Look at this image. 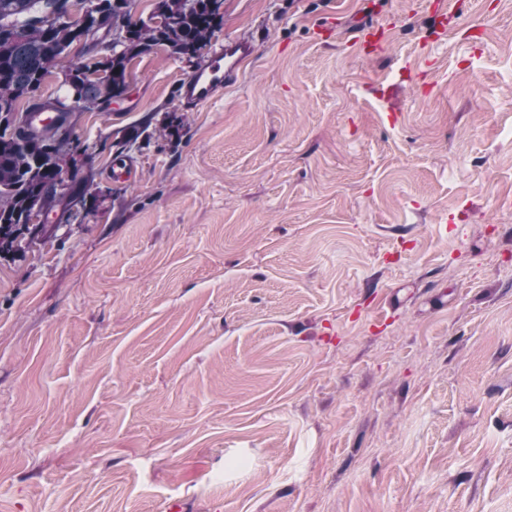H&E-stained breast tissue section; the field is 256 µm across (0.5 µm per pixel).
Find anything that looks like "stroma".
Masks as SVG:
<instances>
[{
    "label": "stroma",
    "mask_w": 512,
    "mask_h": 512,
    "mask_svg": "<svg viewBox=\"0 0 512 512\" xmlns=\"http://www.w3.org/2000/svg\"><path fill=\"white\" fill-rule=\"evenodd\" d=\"M433 2L223 0L80 116L94 206L0 254V512H512V0ZM388 21L378 24H370L359 31L356 41L359 42L367 52H375L382 48L386 39V27H389ZM251 39L230 37L216 50L208 63L188 77L181 85L185 104L195 108L212 100L225 84L233 82L241 64L254 54Z\"/></svg>",
    "instance_id": "stroma-1"
}]
</instances>
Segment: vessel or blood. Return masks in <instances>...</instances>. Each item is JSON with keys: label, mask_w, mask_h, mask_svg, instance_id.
<instances>
[{"label": "vessel or blood", "mask_w": 512, "mask_h": 512, "mask_svg": "<svg viewBox=\"0 0 512 512\" xmlns=\"http://www.w3.org/2000/svg\"><path fill=\"white\" fill-rule=\"evenodd\" d=\"M386 39L385 23L362 28L358 41L367 51L382 48ZM255 46L251 39L230 37L216 50L208 63L188 77L181 85V96L189 107H197L212 100L225 84L233 82L241 64L251 57Z\"/></svg>", "instance_id": "vessel-or-blood-1"}]
</instances>
